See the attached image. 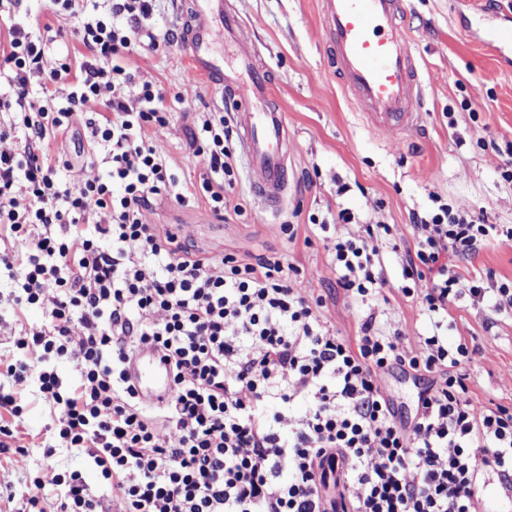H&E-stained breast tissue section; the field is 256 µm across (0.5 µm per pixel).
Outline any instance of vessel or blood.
Segmentation results:
<instances>
[{
  "label": "vessel or blood",
  "instance_id": "1",
  "mask_svg": "<svg viewBox=\"0 0 512 512\" xmlns=\"http://www.w3.org/2000/svg\"><path fill=\"white\" fill-rule=\"evenodd\" d=\"M406 13V0H322L327 64L373 131L410 129L421 118L411 109L423 81L420 63L407 48ZM240 26L227 0H190L181 42L189 76L220 86L248 160L252 190L273 204L282 201L288 186V125L283 112L267 104L264 64L240 54L228 67L218 52L235 41ZM481 42L498 54L512 53V27L487 29ZM127 373L142 402H163L173 391L167 366L152 350L136 351Z\"/></svg>",
  "mask_w": 512,
  "mask_h": 512
}]
</instances>
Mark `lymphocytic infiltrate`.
Here are the masks:
<instances>
[{"mask_svg": "<svg viewBox=\"0 0 512 512\" xmlns=\"http://www.w3.org/2000/svg\"><path fill=\"white\" fill-rule=\"evenodd\" d=\"M88 2L50 3L80 20L75 67L15 21L21 0H0L13 19L0 40V142L16 143L0 151V267L17 310L43 314L0 353L13 380L0 392V455L27 466L19 399L34 385L56 412L51 441L86 456L105 489L92 495L81 471L45 468L20 512H45L38 493L48 486L59 512H479L483 470L512 492V405L475 402V352L448 343V308L461 296L490 319L512 312V281L490 271L466 280L455 265L489 240L512 241V226L447 204L412 213L400 291L419 300L431 334L385 332L370 313L358 336H342L305 294L315 270L207 256L148 222L162 198L201 197L223 218L232 132L223 116L198 117L188 147L205 173L198 191L182 186L151 136L166 123L164 96L122 64L173 31L147 28L152 0H108L102 12ZM92 102L103 110L91 117ZM78 123L104 152L106 176L60 178L70 161L48 145ZM353 219L344 208L319 229L331 236L338 285L369 307L387 283L379 243L392 227L331 235ZM141 347L157 349L172 374L162 405L143 404L127 377ZM62 363L74 383H63ZM397 370L420 386L406 422L386 390Z\"/></svg>", "mask_w": 512, "mask_h": 512, "instance_id": "lymphocytic-infiltrate-1", "label": "lymphocytic infiltrate"}]
</instances>
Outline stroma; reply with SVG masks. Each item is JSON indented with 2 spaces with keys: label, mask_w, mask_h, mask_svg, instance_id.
I'll return each mask as SVG.
<instances>
[{
  "label": "stroma",
  "mask_w": 512,
  "mask_h": 512,
  "mask_svg": "<svg viewBox=\"0 0 512 512\" xmlns=\"http://www.w3.org/2000/svg\"><path fill=\"white\" fill-rule=\"evenodd\" d=\"M231 2L242 19L239 45L259 53L272 79L273 102L286 116L292 171L283 203L261 208L250 189L242 149L234 147L235 181L225 193L224 234L209 246V255L233 253L251 261L279 256L315 269L316 277L305 284L307 293L324 297V321L352 338L365 310L345 298L324 235L313 225L350 209L355 215L350 231L363 224H389L398 243L397 249L383 252L387 284L377 309L379 326L428 335L429 321L418 300L400 291L397 250L413 242L411 212L430 207L438 197L462 211L484 210L489 223L512 225V182L502 178L503 171L512 169V63L477 40L487 28L512 25V0H407L409 49L421 62L425 83L414 104L423 121L405 133L369 131L328 68L320 0ZM128 66L137 82L162 89L169 116L152 134L181 180L198 183L203 163L188 148V130L198 113L224 112L218 85L189 80L177 41L156 51L142 50ZM186 87L189 99L176 100ZM203 214V207L166 201L154 206L147 219L184 226L182 241L195 249ZM286 224L297 225L298 240L288 241L282 231ZM489 270L512 280V241H490L459 264L468 279ZM448 322L449 341L462 339L478 350L469 382L473 399L512 404V313L498 316L489 328L483 312L463 297L449 307ZM22 403L21 436L33 449L30 468L19 470L0 461V485L13 493L12 499H0V512H16L19 496L30 490V469L48 464L82 471L90 491L102 494L95 471L82 457L62 450L44 457L38 444L52 424L50 409L30 391Z\"/></svg>",
  "instance_id": "1"
}]
</instances>
